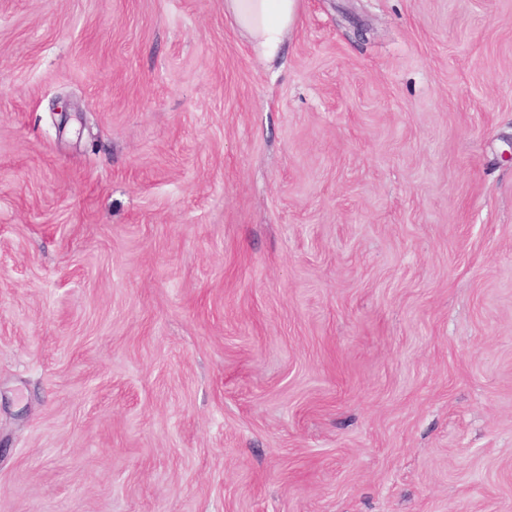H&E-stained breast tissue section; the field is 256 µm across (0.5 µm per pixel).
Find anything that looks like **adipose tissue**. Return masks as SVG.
Listing matches in <instances>:
<instances>
[{
	"label": "adipose tissue",
	"mask_w": 512,
	"mask_h": 512,
	"mask_svg": "<svg viewBox=\"0 0 512 512\" xmlns=\"http://www.w3.org/2000/svg\"><path fill=\"white\" fill-rule=\"evenodd\" d=\"M224 13L247 36L257 56L269 61L296 23L298 0H224Z\"/></svg>",
	"instance_id": "obj_1"
}]
</instances>
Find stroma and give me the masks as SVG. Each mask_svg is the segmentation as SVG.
<instances>
[{
    "mask_svg": "<svg viewBox=\"0 0 512 512\" xmlns=\"http://www.w3.org/2000/svg\"><path fill=\"white\" fill-rule=\"evenodd\" d=\"M0 512H512V0H0ZM299 0H224V15L248 37L257 56L274 59L295 26Z\"/></svg>",
    "mask_w": 512,
    "mask_h": 512,
    "instance_id": "35a3bbf8",
    "label": "stroma"
}]
</instances>
